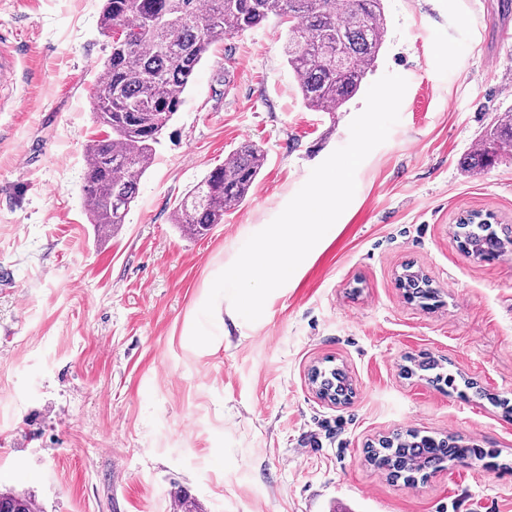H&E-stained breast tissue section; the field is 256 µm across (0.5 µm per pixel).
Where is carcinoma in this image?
<instances>
[{
	"mask_svg": "<svg viewBox=\"0 0 512 512\" xmlns=\"http://www.w3.org/2000/svg\"><path fill=\"white\" fill-rule=\"evenodd\" d=\"M288 17L284 53L307 107L335 114L359 91L384 43L383 0H105L100 24L112 39L93 91V119L105 136L90 141L84 171L83 208L100 236L125 224L155 145L184 102L190 80L210 47L224 38ZM512 155V109L498 116L471 157L489 167ZM265 155L244 143L188 190L172 213L190 237L207 235L224 212L241 205L264 166ZM458 236L483 256L497 240L491 225H457ZM450 387L455 377L435 360L415 367ZM482 456L461 440L429 445L415 434L383 440L369 460L395 480L414 483L443 462ZM0 512H41L30 496L0 493Z\"/></svg>",
	"mask_w": 512,
	"mask_h": 512,
	"instance_id": "1",
	"label": "carcinoma"
}]
</instances>
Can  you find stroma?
<instances>
[{
    "label": "stroma",
    "mask_w": 512,
    "mask_h": 512,
    "mask_svg": "<svg viewBox=\"0 0 512 512\" xmlns=\"http://www.w3.org/2000/svg\"><path fill=\"white\" fill-rule=\"evenodd\" d=\"M104 0H0L17 65L0 89V490L43 512H512V252L479 260L458 217L512 227V157L465 166L512 109V0H384L385 73L408 87L400 120L356 172L355 195L249 323L228 298L214 341L191 332L216 276L347 144L365 106L308 109L286 26L214 44L161 136L122 230L98 237L82 207L93 87L111 52ZM266 156L247 199L202 238L172 223L185 193L242 142ZM28 165H20V151ZM440 291L408 301L396 274ZM435 357L476 383L406 377ZM344 367L348 404L317 397L312 366ZM454 435L486 451L405 487L371 443Z\"/></svg>",
    "instance_id": "1"
}]
</instances>
